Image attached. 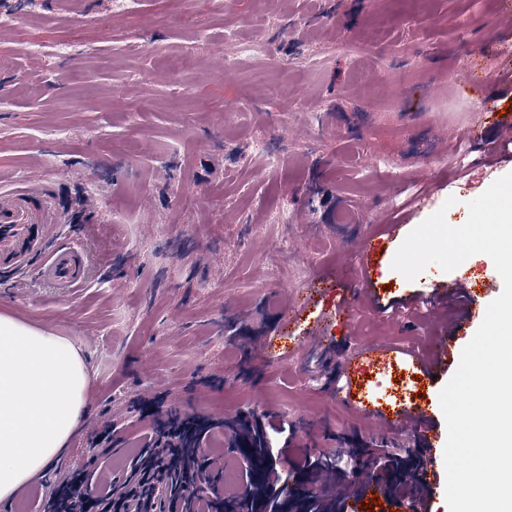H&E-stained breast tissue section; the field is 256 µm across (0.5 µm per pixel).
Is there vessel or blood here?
Segmentation results:
<instances>
[{
  "instance_id": "obj_1",
  "label": "vessel or blood",
  "mask_w": 512,
  "mask_h": 512,
  "mask_svg": "<svg viewBox=\"0 0 512 512\" xmlns=\"http://www.w3.org/2000/svg\"><path fill=\"white\" fill-rule=\"evenodd\" d=\"M472 86H496L502 99L512 98V65L503 64L497 71L480 70L471 79ZM512 137V125L497 123L490 134L476 136L475 142L489 161L503 156L501 143ZM60 220L59 212L48 193L27 186L0 192V272L7 274L20 268L36 267L41 278L49 283L63 284L79 289L87 283V269L78 245L52 244L51 235ZM403 225H388L385 238L365 237L354 244L355 258L360 267L361 286L355 289L354 299L362 300L375 311L384 313L389 308L378 286V268L389 243L403 237ZM348 270L339 267L322 276L310 288V295L327 291L339 292L345 287ZM440 302L462 301L461 313L448 331L440 336L431 353L414 355L412 367L418 375L432 378L445 371L457 358V344L468 323L482 313L483 289L474 287L468 276H460L448 283H439L435 290ZM392 352L386 345L364 347L350 355L343 371L351 385L337 392L339 403L349 405L358 412L377 420L382 429L401 432L412 427L422 443L429 447L428 455L421 457L418 471L422 491L402 503L388 502L389 512H432V502L440 485L443 460L439 450V432L433 415L425 404L405 406L374 404L361 396L353 383L360 375L378 362L388 360ZM390 482L388 474L362 482L356 494L343 501L344 512H362L374 495L385 494Z\"/></svg>"
}]
</instances>
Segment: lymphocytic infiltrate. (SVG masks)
I'll return each mask as SVG.
<instances>
[{
  "label": "lymphocytic infiltrate",
  "instance_id": "lymphocytic-infiltrate-1",
  "mask_svg": "<svg viewBox=\"0 0 512 512\" xmlns=\"http://www.w3.org/2000/svg\"><path fill=\"white\" fill-rule=\"evenodd\" d=\"M147 402L154 406L156 436L151 448L140 450L136 456L138 476L120 478L102 471L97 487L92 488L86 483L85 472L75 471L55 491L56 512H166L165 502L169 499L183 500L185 505L195 506L196 512H214L220 503L218 495L197 487L194 476L203 466L219 472L224 469L223 454L202 461L196 453L198 442L220 428V421L195 413L164 410V397L160 394L137 397L131 405L136 408ZM246 431L256 438V452L266 461L252 512H286L288 507L281 469L271 462V455L286 460L302 476L325 475L338 484L347 476L323 452L289 457L295 430L282 419L269 415L247 426Z\"/></svg>",
  "mask_w": 512,
  "mask_h": 512
}]
</instances>
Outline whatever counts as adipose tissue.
I'll return each mask as SVG.
<instances>
[{
  "label": "adipose tissue",
  "instance_id": "obj_1",
  "mask_svg": "<svg viewBox=\"0 0 512 512\" xmlns=\"http://www.w3.org/2000/svg\"><path fill=\"white\" fill-rule=\"evenodd\" d=\"M89 383L71 339L0 314V502L56 463L88 414Z\"/></svg>",
  "mask_w": 512,
  "mask_h": 512
}]
</instances>
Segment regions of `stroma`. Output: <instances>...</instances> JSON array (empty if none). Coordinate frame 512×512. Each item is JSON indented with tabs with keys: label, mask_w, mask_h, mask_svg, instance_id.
Here are the masks:
<instances>
[{
	"label": "stroma",
	"mask_w": 512,
	"mask_h": 512,
	"mask_svg": "<svg viewBox=\"0 0 512 512\" xmlns=\"http://www.w3.org/2000/svg\"><path fill=\"white\" fill-rule=\"evenodd\" d=\"M212 2L135 0L116 13L110 0H0L18 18L0 31V185L39 180L62 216L57 237L76 239L91 270L78 292L33 268L0 282V314L72 338L91 372L90 416L0 512L47 504L48 483L91 456L86 434L107 411L122 428L99 463L130 471L153 427L130 402L147 390L174 410L279 416L295 427L296 455L406 446L336 400L344 360L366 343L395 352L368 372L370 399H424L444 422L442 383L409 366L441 334L434 284L394 275L397 245L381 283L386 296L414 294L413 307L346 312L326 292L287 334L278 325L428 182L440 187L432 209L456 197L447 221L459 226L467 202L512 172L505 159L471 179L456 160L485 120L478 101L497 94L466 91L468 73L512 55L503 0ZM230 30L265 48L231 74ZM25 42L38 51L20 69L11 60ZM60 43L72 57L55 53ZM314 324L328 347L315 346ZM273 336L283 356L269 361L260 344Z\"/></svg>",
	"instance_id": "stroma-1"
}]
</instances>
